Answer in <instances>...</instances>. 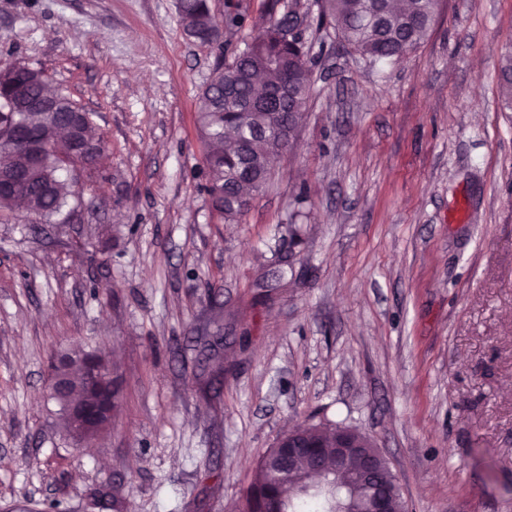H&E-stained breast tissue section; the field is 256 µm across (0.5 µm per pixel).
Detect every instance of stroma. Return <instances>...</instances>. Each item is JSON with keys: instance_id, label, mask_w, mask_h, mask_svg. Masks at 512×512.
Listing matches in <instances>:
<instances>
[{"instance_id": "stroma-1", "label": "stroma", "mask_w": 512, "mask_h": 512, "mask_svg": "<svg viewBox=\"0 0 512 512\" xmlns=\"http://www.w3.org/2000/svg\"><path fill=\"white\" fill-rule=\"evenodd\" d=\"M280 2L324 69L227 224L196 124L219 50L185 36L177 0H0V60L45 71L109 143L69 223L0 219V512H95L99 488L127 512H237L303 423L370 436L410 512H512V0H442L385 66L316 0ZM210 5L245 17L230 54L270 0ZM78 346L116 363L124 394L87 444L47 398Z\"/></svg>"}]
</instances>
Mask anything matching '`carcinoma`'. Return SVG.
<instances>
[{"label": "carcinoma", "instance_id": "1", "mask_svg": "<svg viewBox=\"0 0 512 512\" xmlns=\"http://www.w3.org/2000/svg\"><path fill=\"white\" fill-rule=\"evenodd\" d=\"M374 0H321L319 21L331 20L341 42L376 63H390L412 52L428 38L439 13L440 0H404L397 8L385 0L383 13L374 12ZM181 18L187 33L204 31L214 20L208 0H182ZM217 64L213 77L218 86L207 85L198 98L197 124L201 134L205 167L203 189L212 207L224 221H236L250 195L261 191L271 169L273 152L286 151L291 140L284 127H299L302 113L292 112L280 96L288 72L298 75L295 95L307 105L319 57L312 55L305 37H288V12L270 19L267 26L245 42L244 48L224 59V47L216 45ZM502 89L512 107V53L504 57ZM22 85L34 94H51L66 109L81 112L77 134L55 137L41 144L40 160H32L30 145L16 138L17 127L30 134L45 130L49 117L44 112H16L10 88ZM98 153L108 148L90 113L82 112L61 87L51 85L44 71L19 63L11 70L0 69V166L26 173L25 191L0 193V214L24 205L31 215L51 221L84 205L83 193L75 189L67 171L78 170L87 187H92L98 169L87 144ZM83 348L67 354L72 393L68 400L84 397ZM284 449L271 448L258 462L243 489L248 512H361L364 489L359 481L336 497V450L317 449V456L296 459L294 468L282 467ZM107 512H126L118 492H96Z\"/></svg>", "mask_w": 512, "mask_h": 512}]
</instances>
